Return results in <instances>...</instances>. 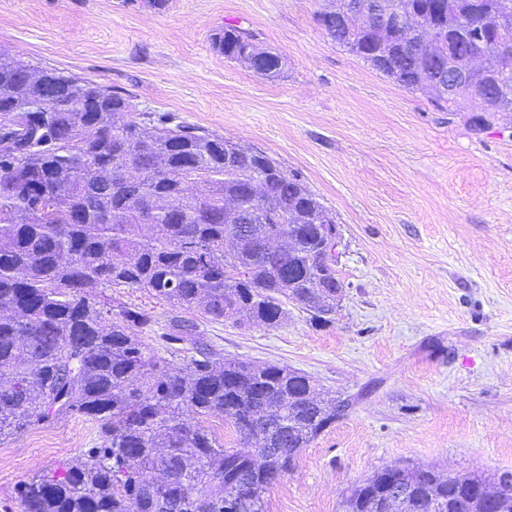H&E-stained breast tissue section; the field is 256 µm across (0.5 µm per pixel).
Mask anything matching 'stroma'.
Returning <instances> with one entry per match:
<instances>
[{
    "label": "stroma",
    "mask_w": 512,
    "mask_h": 512,
    "mask_svg": "<svg viewBox=\"0 0 512 512\" xmlns=\"http://www.w3.org/2000/svg\"><path fill=\"white\" fill-rule=\"evenodd\" d=\"M317 0H0V51L131 96L260 150L336 217L345 296L328 321L289 307L274 328L206 323L229 360L312 377L346 414L301 452L266 512H343L389 464L512 472V116L475 130L326 36ZM280 55L276 80L224 58L225 24ZM91 445L89 418L0 444V512Z\"/></svg>",
    "instance_id": "obj_1"
}]
</instances>
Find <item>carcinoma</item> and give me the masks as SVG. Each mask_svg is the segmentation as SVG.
Instances as JSON below:
<instances>
[{
	"label": "carcinoma",
	"mask_w": 512,
	"mask_h": 512,
	"mask_svg": "<svg viewBox=\"0 0 512 512\" xmlns=\"http://www.w3.org/2000/svg\"><path fill=\"white\" fill-rule=\"evenodd\" d=\"M317 22L336 44L416 91L447 75L415 39L370 20L355 43ZM409 26L430 16L442 49L465 47L512 0H409ZM213 47L275 80L281 61L227 24ZM29 97L39 112H18ZM256 222L224 216L226 200ZM334 216L301 176L264 152L169 114L135 112L131 98L0 51V442L72 414L90 417L94 446L19 491L23 512H266L268 491L344 411L311 393L286 366L226 360L203 323L275 327L293 303L325 321L338 271L322 270ZM103 288H135L171 307L158 323L139 307L114 309ZM193 408L230 425L248 450L226 448ZM435 471L385 465L355 485L344 512H433L434 499L472 512L474 491Z\"/></svg>",
	"instance_id": "obj_1"
}]
</instances>
